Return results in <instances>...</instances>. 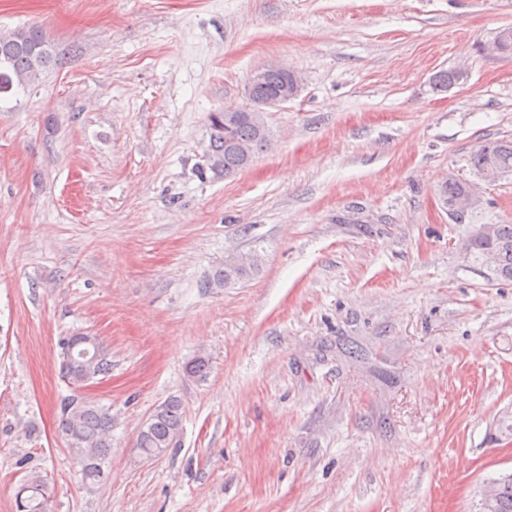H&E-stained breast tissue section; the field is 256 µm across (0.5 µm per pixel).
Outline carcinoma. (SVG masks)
Segmentation results:
<instances>
[{
  "instance_id": "1",
  "label": "carcinoma",
  "mask_w": 512,
  "mask_h": 512,
  "mask_svg": "<svg viewBox=\"0 0 512 512\" xmlns=\"http://www.w3.org/2000/svg\"><path fill=\"white\" fill-rule=\"evenodd\" d=\"M54 55L52 42L36 25L0 30V93L24 88L39 79ZM460 73L441 70L432 77L433 89L445 91L458 82ZM287 76L268 71L252 90L253 99L276 105ZM209 145L200 172L229 177L245 169L271 145L270 130H261L246 112H211L207 116ZM471 168L480 176L493 166L512 168V140L487 141L470 157ZM467 183L450 178L437 187L441 204L461 195ZM494 244L501 249L498 277L512 280V224L496 225ZM249 255L224 262L218 273L226 283L240 281L255 272ZM62 377L78 390L112 372V360L100 342L84 333L69 337L59 365ZM61 431L66 436L84 482L96 484L105 478L103 466L112 448V414L80 395L68 397L61 406ZM181 431L180 402L170 399L161 405L140 429L137 448L147 457H157L176 446ZM18 512H43L47 486L38 479L22 484L15 495ZM493 512H512V478L502 481Z\"/></svg>"
}]
</instances>
